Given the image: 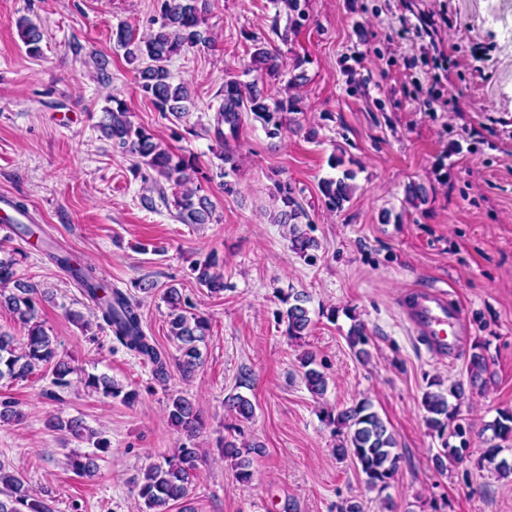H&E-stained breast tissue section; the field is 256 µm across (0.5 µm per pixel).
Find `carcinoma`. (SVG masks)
Instances as JSON below:
<instances>
[{
    "mask_svg": "<svg viewBox=\"0 0 512 512\" xmlns=\"http://www.w3.org/2000/svg\"><path fill=\"white\" fill-rule=\"evenodd\" d=\"M206 9L207 0H161L159 18L153 20L156 28L151 30L148 37L137 41L132 31L125 26L117 27L112 33L115 45L124 49L130 60L144 63L138 69V88L141 94L158 111L177 119L188 114L191 93L186 84L173 82L168 63L183 50L210 42L208 33L201 29ZM17 27L28 55L40 56L43 40L40 27L28 18L19 19ZM251 68L275 77L280 72L279 56L259 44L252 53ZM109 101L112 106L104 108L99 128L103 137L112 141V148L140 159L158 176L173 184L171 204L176 210L175 218L180 223H209L213 215V204L207 196L198 194V186L194 185L195 168L192 162L164 147L149 129L132 122L125 101L116 97L109 98ZM295 111L297 108L291 100L269 101L264 90L255 82L244 86L235 78L228 79L224 82V94L212 135L219 146H224V129L235 134L244 114L248 113L261 123L268 136L278 137L292 121L290 114ZM348 179L350 174L345 173L337 178L322 180L320 192L326 209L340 210L349 201L352 186ZM279 195L281 209L274 217V223L288 226L291 249L309 258V251L318 248V243L298 225L303 208L291 184L285 182L279 185ZM44 254L82 288L91 304L97 327L108 328L126 349L151 365L158 382H167L173 364L185 376L201 364L200 346L206 343L209 322L193 313L194 305L177 289L170 288L165 293L169 307V336L176 342L179 353V356L172 359L159 348L153 337L144 332L138 307L128 293L109 287L99 277L96 268L77 260L68 251L47 244ZM16 255L15 250H8L0 244V306H6L18 317L26 328V334L18 341L10 334L0 332V380L5 377L23 379L39 368H47L51 370L56 386H68L71 384L69 376L75 373V369L60 355L56 341L38 321L40 300L36 289L18 278L19 260ZM191 271L196 281L210 292L219 293L224 290L223 264L216 253L209 254L202 262L194 263ZM281 301L287 304L286 310L279 313L280 321L286 324V335L291 340L302 339L311 324L306 307L307 297L302 293H288ZM346 340L356 355L366 354L364 345L368 342V336L364 326H353ZM314 364L313 353L306 352L301 356L300 367L307 389L316 396H322L327 388V377L324 372L314 368ZM486 370L483 354L472 353L468 364L470 383L474 386L486 384L483 380ZM80 381L105 398L119 397L129 405L137 398L136 391L124 390L105 375L85 372ZM463 395L464 387L461 383L452 385L446 394L425 392L421 405L425 410L428 428L437 433L444 432L448 422L457 415V406L450 404L448 397L459 400ZM227 405L244 419L253 416L252 403L239 394L228 397ZM167 412L171 426L185 434L190 443L181 444L171 457L145 470L137 483L138 496L144 500L150 512H170V507L175 504L180 505V512H194L190 500L201 453L191 443V439L199 432L202 418L193 401L182 394L169 396ZM321 420L335 431L344 428L348 430L346 439L337 446L336 454L353 461L364 475L368 487L383 490L390 485L399 467L397 440L373 410L371 402L362 400L338 411L323 410ZM53 427L77 441H93L94 447L102 452L110 448L107 439L79 418L64 420L58 417ZM491 429L494 443L486 450L488 461L497 462L501 470H512L507 460H497L501 443L512 441V412H501ZM261 453V445L255 442L239 445L233 441L224 442V455L235 461L236 477L243 484L252 483L253 456ZM68 460L72 469L81 475H91L98 469V457L95 455L72 454ZM0 512H51V509L45 501L33 498L23 480L0 464Z\"/></svg>",
    "mask_w": 512,
    "mask_h": 512,
    "instance_id": "cac0c4a2",
    "label": "carcinoma"
}]
</instances>
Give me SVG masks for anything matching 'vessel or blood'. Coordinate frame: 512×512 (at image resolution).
I'll return each instance as SVG.
<instances>
[{"mask_svg":"<svg viewBox=\"0 0 512 512\" xmlns=\"http://www.w3.org/2000/svg\"><path fill=\"white\" fill-rule=\"evenodd\" d=\"M411 326L423 336L432 353L450 357L455 352L452 329L461 327L462 314L448 303L447 293L440 290L412 292L404 304Z\"/></svg>","mask_w":512,"mask_h":512,"instance_id":"1","label":"vessel or blood"}]
</instances>
